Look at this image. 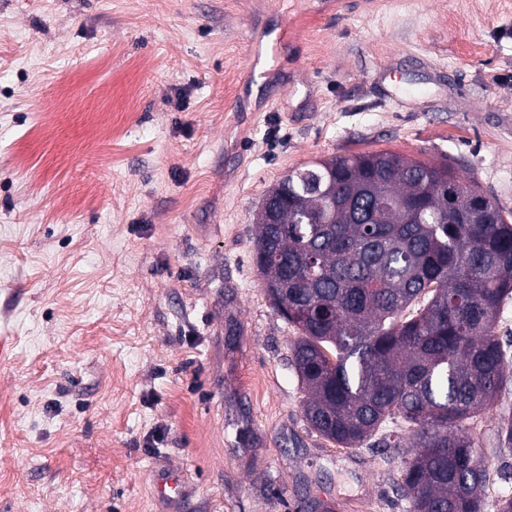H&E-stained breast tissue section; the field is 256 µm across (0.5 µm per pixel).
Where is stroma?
Masks as SVG:
<instances>
[{"label":"stroma","instance_id":"1","mask_svg":"<svg viewBox=\"0 0 512 512\" xmlns=\"http://www.w3.org/2000/svg\"><path fill=\"white\" fill-rule=\"evenodd\" d=\"M381 151L512 214V0H0V512H409L405 448L308 425L254 255L269 187Z\"/></svg>","mask_w":512,"mask_h":512}]
</instances>
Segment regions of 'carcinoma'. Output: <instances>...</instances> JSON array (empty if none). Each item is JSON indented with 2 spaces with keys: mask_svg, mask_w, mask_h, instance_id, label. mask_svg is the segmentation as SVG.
<instances>
[{
  "mask_svg": "<svg viewBox=\"0 0 512 512\" xmlns=\"http://www.w3.org/2000/svg\"><path fill=\"white\" fill-rule=\"evenodd\" d=\"M475 183L446 163L388 152L314 161L271 186L278 223L256 218V267L298 330L292 362L306 420L359 449L386 424L408 439L411 512H484L474 424L507 385L496 323L512 299V220L464 221ZM401 198L421 201L408 215ZM512 449V415L494 432Z\"/></svg>",
  "mask_w": 512,
  "mask_h": 512,
  "instance_id": "carcinoma-1",
  "label": "carcinoma"
}]
</instances>
